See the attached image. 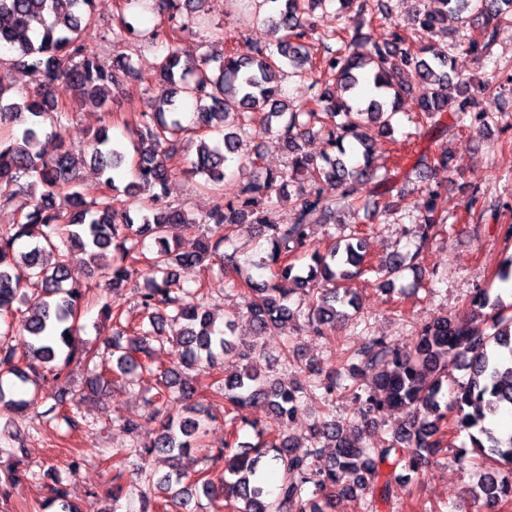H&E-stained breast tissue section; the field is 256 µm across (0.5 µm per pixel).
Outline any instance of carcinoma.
Masks as SVG:
<instances>
[{"label":"carcinoma","mask_w":512,"mask_h":512,"mask_svg":"<svg viewBox=\"0 0 512 512\" xmlns=\"http://www.w3.org/2000/svg\"><path fill=\"white\" fill-rule=\"evenodd\" d=\"M93 2L0 0V52L8 53L0 56V206L18 216L16 224L0 232V406L17 413L32 406L16 384L4 389L5 374L22 384L40 378L58 383L68 378L71 363L83 362L94 370L87 381L93 394L110 381L133 386L144 373L156 377L157 392L148 400L163 415L156 438L100 453V460L110 464L115 502L127 480L124 462L130 454L171 458V471L157 480L140 473L158 491L143 497L141 512H196L203 498L213 506L232 499L240 503L237 512H333L337 494L369 488L381 466L414 471L439 453L447 423L468 433L471 450L461 454L460 462L489 458L500 463L471 491L473 504L495 512L512 501V432L494 423V416L512 414V315L497 314L491 324L480 326L477 317L483 310L497 307L484 292L472 297L469 313L443 314L425 323L406 350L371 337L349 356L353 363L347 373L353 381L358 371L378 368L374 390L360 401L364 423L395 409L412 413L408 426L392 431L377 448L362 444L361 426L325 419L314 426L311 446L295 443L289 429L301 399L315 395V389L261 373L253 364L255 349L246 345L238 350L242 368L214 380L215 398L234 421L247 420L248 411L263 406L274 414L276 428L269 435L260 432L263 441L249 452L230 456L228 444L201 457L205 467L186 472L180 459L202 447L203 420L212 416L198 417L199 411L187 404L194 386L178 377L177 369L156 363L152 346L154 341L161 347L170 344L186 369L199 366L208 376L222 372L221 358L235 350L238 315L226 312L224 326L216 325L206 281L186 288L178 270L190 266L206 273L221 258L237 266L236 253L226 248L235 247L243 224L262 230L268 243L263 262L268 278L257 281L247 274L233 283L247 300L253 335L279 336L303 315L317 335L335 332L350 316L349 309H357L356 295L340 284L365 271L368 259L355 233L324 252L311 249L313 222L324 217L334 224L336 213L360 208L359 183L370 182L377 189L388 184L391 171L381 174L374 163L379 141L394 132L393 119L403 99L412 96L417 104L412 137L424 128H448L450 115L456 123L468 115L482 126L496 120L491 107L467 113L471 82L452 75L453 53L463 46L489 54L500 28L512 26V0H434L417 13L411 29L390 23L375 38L362 33L366 20H375L380 10L375 0H340L336 29L327 33L317 31L311 17L316 7L332 0H247L264 39H247L242 49L222 56L203 54L194 61L182 59L175 43L202 22L198 13L206 0H160L168 28L156 29L152 37L167 41L168 50L154 79L168 86L167 96L139 113L128 141L113 140L108 126L95 133L90 162L109 192L88 202L78 190L75 161L62 135L73 119L70 101L79 96L106 112L112 93L139 78L130 56L117 54L106 66L82 42V30L95 22ZM450 17L458 23L454 38L432 41ZM287 68L310 76L319 87L310 105L296 108L282 97ZM15 70L29 73L35 87L19 98H6ZM410 72L417 77L414 85L407 79ZM184 102L193 107L198 133L194 159L182 146ZM257 121L272 134L273 147L288 158V168L266 171L199 221L165 203L176 174L202 178L206 190H223L229 155L248 146L249 130ZM211 131L224 132V147L206 139ZM315 132L325 144L318 158L305 149ZM129 148L134 180L125 192L137 205L135 217L131 204L114 194ZM286 181L297 187L299 216L294 223L276 216L272 200ZM326 185L335 189L334 195L324 196ZM402 200L397 195L390 214L415 224L421 245L433 229L457 219L439 191L429 193L425 211L417 215ZM198 223L204 233L193 252L170 242L168 228ZM105 251L112 257L100 264L97 258ZM80 253L94 262L93 272L107 286L130 294L143 314L140 323L125 326L122 312L107 300L102 303L101 317L114 326L105 341L110 368L96 362L97 350L79 336L87 286L69 280V273ZM416 257L395 253L379 261L374 268L383 274L379 287H393ZM318 281L333 287L313 299L307 311L293 307L291 295ZM166 320L181 323L169 338L162 331ZM18 325L29 336L21 351L11 344ZM455 369L466 371L467 379L449 380ZM84 400L60 388L37 416L76 427ZM323 441L332 443L335 453L317 468ZM265 460L278 473L273 489L259 478ZM27 474L23 449L0 448L1 501L10 499L11 489ZM52 479L51 496L33 505L32 512L53 507L82 512L69 501L60 473L54 472Z\"/></svg>","instance_id":"carcinoma-1"}]
</instances>
